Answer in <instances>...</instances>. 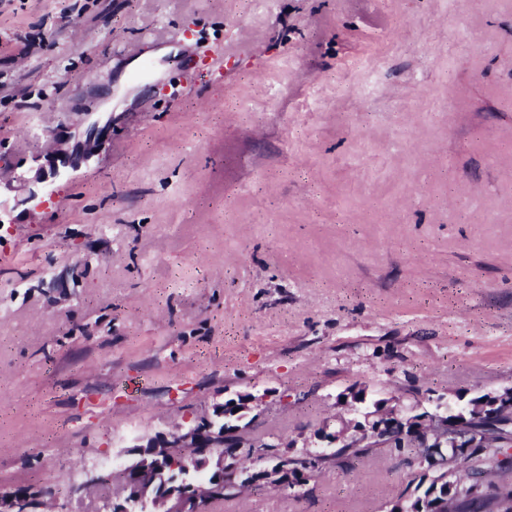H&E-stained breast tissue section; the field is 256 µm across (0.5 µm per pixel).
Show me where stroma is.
Wrapping results in <instances>:
<instances>
[{"mask_svg":"<svg viewBox=\"0 0 512 512\" xmlns=\"http://www.w3.org/2000/svg\"><path fill=\"white\" fill-rule=\"evenodd\" d=\"M0 197V492L104 512L85 468L240 394L289 443L355 385L512 388V0H0ZM420 471L381 448L211 512H387ZM102 114L107 113L86 114V118L82 122L84 128L79 134L82 140L76 141L71 148L67 146V138L64 136L58 138L60 143L52 152V177L68 175L70 170L77 168L81 161L87 160L89 151L85 150L84 145L98 141L105 134L109 123H112V112H108L109 117Z\"/></svg>","mask_w":512,"mask_h":512,"instance_id":"35a3bbf8","label":"stroma"}]
</instances>
